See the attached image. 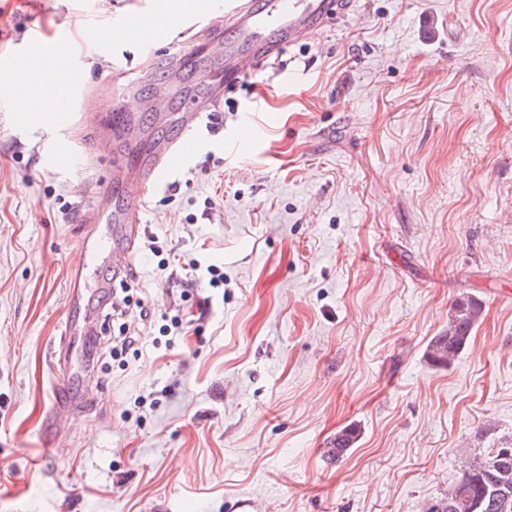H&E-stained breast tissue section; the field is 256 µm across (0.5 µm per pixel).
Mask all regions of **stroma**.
I'll return each mask as SVG.
<instances>
[{
  "mask_svg": "<svg viewBox=\"0 0 512 512\" xmlns=\"http://www.w3.org/2000/svg\"><path fill=\"white\" fill-rule=\"evenodd\" d=\"M364 2L227 92L142 203L157 250L127 281L146 341L112 356V298L85 290L104 331L61 365L84 407L55 450L41 432L80 316L77 211L112 172L91 127L124 103L173 138L143 105L176 67L195 89L215 48L191 14L171 51L83 40L152 0H0V56L65 27L89 93L37 127L0 88V512H423L463 462L512 447V0ZM60 142L77 158L51 160ZM191 263L223 286L188 292ZM468 296L466 349L430 366ZM349 425L356 443L328 460Z\"/></svg>",
  "mask_w": 512,
  "mask_h": 512,
  "instance_id": "obj_1",
  "label": "stroma"
}]
</instances>
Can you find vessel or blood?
<instances>
[{
  "label": "vessel or blood",
  "mask_w": 512,
  "mask_h": 512,
  "mask_svg": "<svg viewBox=\"0 0 512 512\" xmlns=\"http://www.w3.org/2000/svg\"><path fill=\"white\" fill-rule=\"evenodd\" d=\"M359 9V0H230L224 7V22L216 24L208 15H201L199 23L209 32L212 43L224 48V81L210 85L202 97L191 101L182 112L180 130L176 137L161 144H147L142 150L141 161L113 162L112 176L98 193L94 207L82 210L80 221L84 224L122 225L126 246L113 248L111 236L86 234L84 249L69 282V301L79 303L86 286L88 270L98 266L102 254L113 257L114 271L128 269L133 264V243L141 224L140 202L162 185L171 171L193 157L201 140L198 128L206 112L216 107L223 97V87L261 70L270 60L279 59L287 46L303 36L325 26L337 23ZM140 18L118 16L111 23L112 41L129 43L138 38ZM231 28L232 38H225L224 28ZM55 44L41 32H34L27 42L0 59V86L12 90L22 87V75L31 55L54 50ZM123 187L126 193L124 205L112 204L113 187ZM76 404L55 403L49 412L44 429L48 447H60L63 421L73 412Z\"/></svg>",
  "instance_id": "b4317fda"
}]
</instances>
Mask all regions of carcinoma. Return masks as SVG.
Returning a JSON list of instances; mask_svg holds the SVG:
<instances>
[{"label":"carcinoma","mask_w":512,"mask_h":512,"mask_svg":"<svg viewBox=\"0 0 512 512\" xmlns=\"http://www.w3.org/2000/svg\"><path fill=\"white\" fill-rule=\"evenodd\" d=\"M481 316L480 304L472 298L456 301L448 322V332L432 338L427 358L431 366L445 368L465 348L471 330ZM342 443L327 449V455L339 460L358 438L355 427L336 433ZM424 512H512V455L487 453L466 461L459 478L448 494L426 504Z\"/></svg>","instance_id":"cac0c4a2"}]
</instances>
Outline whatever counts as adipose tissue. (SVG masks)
<instances>
[{
    "label": "adipose tissue",
    "instance_id": "ef3b65f1",
    "mask_svg": "<svg viewBox=\"0 0 512 512\" xmlns=\"http://www.w3.org/2000/svg\"><path fill=\"white\" fill-rule=\"evenodd\" d=\"M68 52L56 50L52 57L39 56L24 72V91L15 105L18 118L36 125L56 122L58 113L47 94L48 89L68 85L72 79L66 59Z\"/></svg>",
    "mask_w": 512,
    "mask_h": 512
}]
</instances>
